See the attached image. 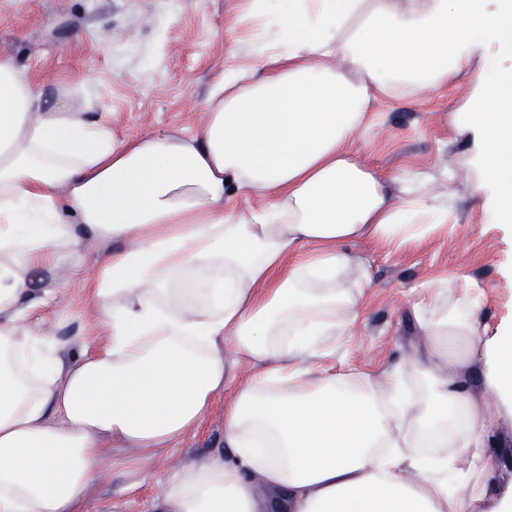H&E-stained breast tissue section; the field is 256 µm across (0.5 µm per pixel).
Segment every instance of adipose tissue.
Masks as SVG:
<instances>
[{"instance_id":"adipose-tissue-1","label":"adipose tissue","mask_w":512,"mask_h":512,"mask_svg":"<svg viewBox=\"0 0 512 512\" xmlns=\"http://www.w3.org/2000/svg\"><path fill=\"white\" fill-rule=\"evenodd\" d=\"M236 23L194 134L116 140L93 78L0 53V512H88L109 449L154 465L220 397L223 450L153 512H512L472 393L512 413V339L451 281L384 383L320 369L373 285L350 242L424 237L465 197L512 223V0H236ZM462 76L441 121L468 196L354 157L375 103ZM75 278L102 341L73 355L25 320Z\"/></svg>"}]
</instances>
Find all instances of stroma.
Returning a JSON list of instances; mask_svg holds the SVG:
<instances>
[{
	"mask_svg": "<svg viewBox=\"0 0 512 512\" xmlns=\"http://www.w3.org/2000/svg\"><path fill=\"white\" fill-rule=\"evenodd\" d=\"M232 0H0V52H11L40 83L97 75V96L112 115L117 139L197 132L213 87L224 77V57L236 25ZM456 88L431 91L422 104L383 102L378 124L359 134L355 156L389 175L406 168L437 173L455 166L448 130L439 119ZM367 260L374 283L364 307L325 360L338 375L357 371L380 378L417 341L413 309L430 303L435 288L453 278L457 296L479 295L490 330L512 322V239L482 211L462 204L459 221L426 238L399 245L377 240L352 244ZM87 299L78 284L61 288L58 301L36 313L33 331L78 348L85 333ZM476 398L499 418V452L487 460L494 479L512 483V416L479 389ZM224 404L216 402L201 428L189 434L166 463L152 471L113 470L99 483L91 512H151L171 464L200 461L223 449Z\"/></svg>",
	"mask_w": 512,
	"mask_h": 512,
	"instance_id": "stroma-1",
	"label": "stroma"
}]
</instances>
